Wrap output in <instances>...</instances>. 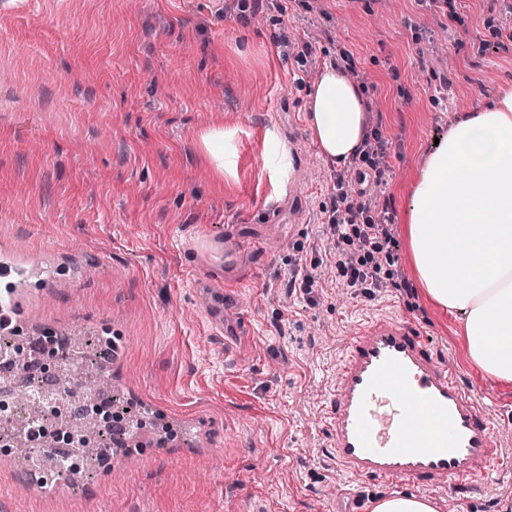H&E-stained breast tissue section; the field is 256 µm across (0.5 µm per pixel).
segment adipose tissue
Masks as SVG:
<instances>
[{
    "instance_id": "obj_1",
    "label": "adipose tissue",
    "mask_w": 512,
    "mask_h": 512,
    "mask_svg": "<svg viewBox=\"0 0 512 512\" xmlns=\"http://www.w3.org/2000/svg\"><path fill=\"white\" fill-rule=\"evenodd\" d=\"M367 97L326 66L305 102L306 132L327 159L348 163L368 133ZM235 132L213 127L198 145L217 178L234 177ZM421 288L465 315L466 355L512 382V92L465 113L432 152L405 208Z\"/></svg>"
}]
</instances>
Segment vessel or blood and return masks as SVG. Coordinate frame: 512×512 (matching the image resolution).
Instances as JSON below:
<instances>
[{
	"instance_id": "vessel-or-blood-1",
	"label": "vessel or blood",
	"mask_w": 512,
	"mask_h": 512,
	"mask_svg": "<svg viewBox=\"0 0 512 512\" xmlns=\"http://www.w3.org/2000/svg\"><path fill=\"white\" fill-rule=\"evenodd\" d=\"M344 349L324 421L348 480L454 495L501 468L505 454L480 394L413 323L358 325Z\"/></svg>"
}]
</instances>
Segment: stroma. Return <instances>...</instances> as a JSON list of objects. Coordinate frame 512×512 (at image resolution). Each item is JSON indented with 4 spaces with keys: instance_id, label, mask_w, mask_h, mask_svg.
<instances>
[{
    "instance_id": "1",
    "label": "stroma",
    "mask_w": 512,
    "mask_h": 512,
    "mask_svg": "<svg viewBox=\"0 0 512 512\" xmlns=\"http://www.w3.org/2000/svg\"><path fill=\"white\" fill-rule=\"evenodd\" d=\"M512 0H0V254L56 278L17 302L24 317L86 342L118 338L112 377L148 419L184 434L35 496L0 455V512H370L383 488L348 481L321 422L360 323L401 318L479 391L512 446V383L464 355L463 315L428 300L403 202L435 139L512 90ZM288 35L309 55L281 50ZM365 79L382 177L355 158L393 218L408 290L344 282L326 225L336 165L305 132L313 76L341 54ZM235 130L234 178L217 180L197 135ZM292 160L274 185L267 137ZM226 245L217 264L207 244ZM310 274L311 292L289 285ZM230 290L223 324L203 288ZM437 512H512V462Z\"/></svg>"
}]
</instances>
